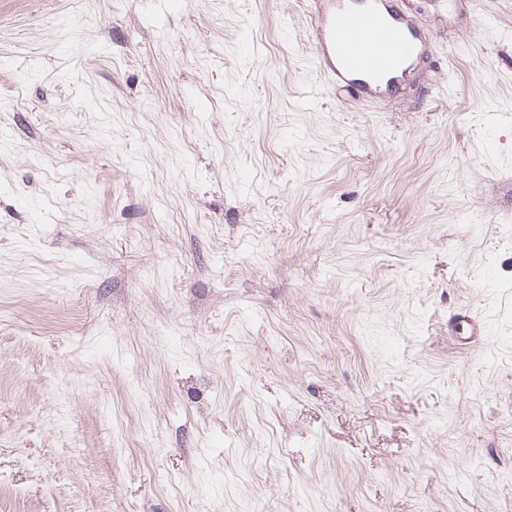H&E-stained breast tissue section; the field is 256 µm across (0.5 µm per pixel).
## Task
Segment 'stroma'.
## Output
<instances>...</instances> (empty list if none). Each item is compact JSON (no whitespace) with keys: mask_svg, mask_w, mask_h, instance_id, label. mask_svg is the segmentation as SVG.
Here are the masks:
<instances>
[{"mask_svg":"<svg viewBox=\"0 0 512 512\" xmlns=\"http://www.w3.org/2000/svg\"><path fill=\"white\" fill-rule=\"evenodd\" d=\"M397 5L0 0V512H512V0ZM322 4L312 13L310 39L313 60L329 86H353L365 95H372L382 83L397 89L404 65L421 59L429 49L423 26L402 12L395 0Z\"/></svg>","mask_w":512,"mask_h":512,"instance_id":"stroma-1","label":"stroma"}]
</instances>
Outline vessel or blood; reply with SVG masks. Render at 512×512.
<instances>
[{
	"label": "vessel or blood",
	"instance_id": "1",
	"mask_svg": "<svg viewBox=\"0 0 512 512\" xmlns=\"http://www.w3.org/2000/svg\"><path fill=\"white\" fill-rule=\"evenodd\" d=\"M313 60L327 85L362 94L398 88L404 66L423 57L430 39L395 0H324L311 16Z\"/></svg>",
	"mask_w": 512,
	"mask_h": 512
}]
</instances>
